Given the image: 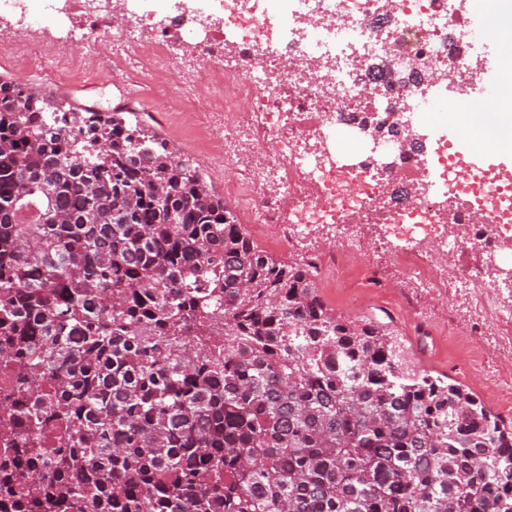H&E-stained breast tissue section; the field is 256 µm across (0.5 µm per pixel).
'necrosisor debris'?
Instances as JSON below:
<instances>
[{"instance_id": "necrosis-or-debris-1", "label": "necrosis or debris", "mask_w": 512, "mask_h": 512, "mask_svg": "<svg viewBox=\"0 0 512 512\" xmlns=\"http://www.w3.org/2000/svg\"><path fill=\"white\" fill-rule=\"evenodd\" d=\"M45 9L57 18L54 36L32 27L4 46L25 64L52 60L65 78L81 75L105 52L114 72L164 88L181 52L168 30L192 35L202 67L168 97L189 106L201 123L220 122L225 144L258 158V165L240 167L231 185L250 224L285 223L282 241L291 247L313 227L328 225L347 249L358 243L348 229L354 215L384 209L387 241L424 244L395 253L405 277L432 292L479 294L499 334H512V312L482 293L486 267L463 264L450 273L433 262L438 250L459 256L479 250L491 262L512 252V188L502 189L475 163L457 175L456 150L442 138L434 147L435 191L397 203L392 187H412L417 172L407 161L383 170L359 125L365 115L387 126L414 121L425 85L448 71L467 74L470 93H477L484 46L471 39V19L459 0H206L199 12L161 20L144 0H125L124 25L113 23L105 0H46ZM74 41L82 57L63 52ZM342 138L355 145L345 164L332 151ZM444 197L484 210L488 224L465 219L449 235ZM284 201L291 204L285 216Z\"/></svg>"}]
</instances>
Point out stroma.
<instances>
[{"label": "stroma", "instance_id": "stroma-1", "mask_svg": "<svg viewBox=\"0 0 512 512\" xmlns=\"http://www.w3.org/2000/svg\"><path fill=\"white\" fill-rule=\"evenodd\" d=\"M1 75L103 112L116 106L122 92L132 85L129 78L115 75L105 58L96 64L92 77L63 81L53 75L46 63L25 69L17 67L10 54L2 49ZM134 107L149 115L150 125L178 155L199 166L208 186L226 194L234 171L208 154L209 142L223 136L220 127L202 129L189 110L173 109L166 99L146 93L140 94ZM356 230L364 248L354 254L353 261L375 270L371 298L362 308H351L343 291L320 277L316 280L317 291L327 306L336 314L356 321L366 317L390 321L418 367L432 376L449 378L469 388L506 424L512 425V374L506 369L512 363V344L498 334L493 324L475 322L468 295L451 298L444 294L430 295L414 282L403 279L390 258V248L379 245L380 227L360 224ZM277 233V225L271 224L264 231H251L250 237L260 249L290 262L300 260L306 252L329 251L331 246L318 232L308 235L301 248L292 251L276 248L272 242Z\"/></svg>", "mask_w": 512, "mask_h": 512}]
</instances>
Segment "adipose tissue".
<instances>
[{
  "label": "adipose tissue",
  "mask_w": 512,
  "mask_h": 512,
  "mask_svg": "<svg viewBox=\"0 0 512 512\" xmlns=\"http://www.w3.org/2000/svg\"><path fill=\"white\" fill-rule=\"evenodd\" d=\"M447 118L460 143L475 152L493 146L512 148V85L505 98L480 101L463 112L449 107Z\"/></svg>",
  "instance_id": "obj_1"
}]
</instances>
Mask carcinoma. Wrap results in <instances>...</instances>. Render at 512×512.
<instances>
[{
	"instance_id": "obj_1",
	"label": "carcinoma",
	"mask_w": 512,
	"mask_h": 512,
	"mask_svg": "<svg viewBox=\"0 0 512 512\" xmlns=\"http://www.w3.org/2000/svg\"><path fill=\"white\" fill-rule=\"evenodd\" d=\"M258 248L127 107L0 81V512H512V428Z\"/></svg>"
}]
</instances>
